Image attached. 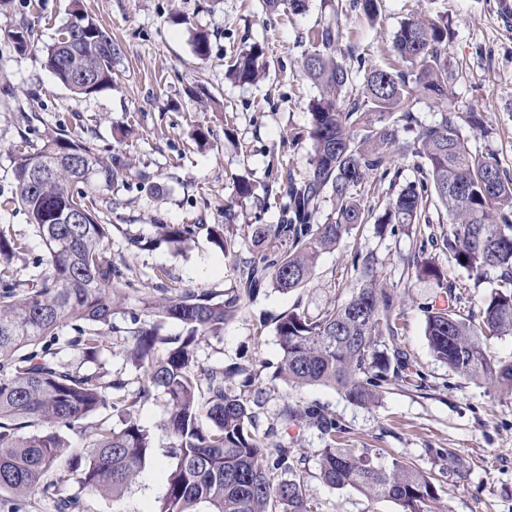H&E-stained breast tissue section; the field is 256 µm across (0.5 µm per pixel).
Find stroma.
Here are the masks:
<instances>
[{
	"label": "stroma",
	"instance_id": "stroma-1",
	"mask_svg": "<svg viewBox=\"0 0 512 512\" xmlns=\"http://www.w3.org/2000/svg\"><path fill=\"white\" fill-rule=\"evenodd\" d=\"M341 21L349 39L338 49L344 61L362 56L375 65L391 62V39L413 14L448 21V108L479 112L485 127L462 125L472 150L493 152L512 170V0H380L381 10L367 19L349 10ZM81 10L121 49L111 88L75 98L45 66V51L73 10ZM331 0H306V9L282 6L266 13L263 0H0V202L11 196L14 175L11 152L21 140L39 142L49 132L95 137L103 160L121 155L123 177L111 189L96 192L102 223L113 231L107 257L127 260L141 275L145 292L166 289L174 296L185 289L231 290L232 269L250 258L248 249L226 253L206 236L182 248L163 244L131 252L126 237L149 235L157 224L227 223L229 232L262 221L275 223L278 202L260 206L276 171L303 172L312 142L310 101L318 90L303 71L301 36L328 17ZM27 22L29 47L18 52L9 31ZM210 35L207 59L193 52L191 33ZM261 44L268 62L255 84L236 83L224 73L234 55ZM205 86L214 96L201 103L188 95ZM34 112L38 121L26 122ZM204 127L211 135L197 146L192 134ZM419 161L397 158L391 169L397 180L372 181L369 196L385 204L408 183L419 181ZM254 185L253 198L239 199L236 176ZM23 239L26 256L12 260L9 272L28 275L27 257L44 247L20 208L0 205V230ZM412 248L404 229L380 233L377 224L357 225L335 248L321 252L310 280L283 294L273 289L244 307L220 335L198 350L200 362L231 364L253 360L256 388L267 397L262 424L275 422L284 399L319 404L345 430L348 448H376L385 460H399L429 473L447 512H512V397L452 372L437 361L425 337L424 304L438 300L436 285L417 278L403 264ZM372 258L379 281L394 289L400 304L394 314L396 336L386 344L407 354L413 380L388 387L378 402L359 406L335 389L320 385L289 388L276 379L280 346L275 322L299 308L317 314L346 301L358 283L355 256ZM435 260L450 280L463 286L460 314L481 321L493 283L454 265L443 252ZM167 399L157 395L141 406L138 419L153 433L154 448L137 481L120 500L63 484L57 495L16 499L0 493V512H57L58 497H79L81 512H156L166 492L171 438L164 429ZM285 438L306 459L307 497L318 512H401L388 499H370L349 488L337 489L319 477L322 441L315 429L289 427ZM467 465L465 478L453 473L455 460Z\"/></svg>",
	"mask_w": 512,
	"mask_h": 512
}]
</instances>
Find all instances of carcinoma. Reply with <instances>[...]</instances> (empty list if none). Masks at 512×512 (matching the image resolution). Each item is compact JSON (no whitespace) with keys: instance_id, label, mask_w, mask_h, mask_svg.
I'll return each mask as SVG.
<instances>
[{"instance_id":"obj_1","label":"carcinoma","mask_w":512,"mask_h":512,"mask_svg":"<svg viewBox=\"0 0 512 512\" xmlns=\"http://www.w3.org/2000/svg\"><path fill=\"white\" fill-rule=\"evenodd\" d=\"M307 39L304 70L319 90L310 102L309 168H290L275 178V195L286 203L276 223L246 225L241 239L257 254L235 267L236 285L226 294L147 295L139 311L127 310L124 303L141 280L126 260L105 255L109 225L100 222L96 201L74 190L78 183L109 188L126 164L117 156L101 159L92 137L62 133L39 144L24 138L12 152L11 203L27 214L45 254L32 260L26 279L0 273V491L24 498L73 481L89 493L120 499L153 448L151 432L136 414L160 392L170 407L165 429L175 464L158 512H318L304 493L303 458L281 435L303 423L320 433L319 476L328 485L392 500L402 512H439L438 491L425 472L396 459L380 464L368 448L336 447L343 428L318 405L288 401L277 425L259 433L263 393L230 385L251 372L250 365L198 361L201 343L224 330L243 300L266 288L285 293L301 287L322 251L372 219L383 229L400 226L415 235L419 245L405 258L407 267L434 281L446 298L443 305L424 308L433 355L453 372L512 395V361H496L484 349L487 337L512 335V176L497 154L472 151L462 136L460 121L478 126L480 118L445 107L448 22L423 15L399 26L392 51L406 71L369 65L363 57L355 69L340 61L344 27L337 8ZM75 41L80 46L72 50L58 37L47 47L50 71L77 97L111 87L119 44L86 16ZM192 46L198 58H206L208 33L194 32ZM263 55L257 43L243 50L229 76L255 81ZM421 98L442 107L439 121L417 122L412 103ZM403 132L410 137H401ZM395 153L422 159V179L379 208L367 200L368 180L385 178ZM326 201L332 210L322 222ZM436 203L445 209L447 224L425 238L420 227L431 225L429 210ZM154 228V237L128 236L129 249L146 250L157 240L179 249L202 233L224 252L235 246L222 224ZM431 248L448 253L476 279L496 283L481 322L458 314L457 283L435 263ZM25 249L22 240L0 231V264ZM358 273L360 286L345 303L316 315L294 308L277 320L275 332L282 350L279 375L289 386H331L368 406L384 386L406 381L410 364L406 354L380 343L395 335L397 293L378 281L370 259ZM152 316L181 323L185 335H159L148 321ZM114 334L140 374L134 390L120 378L85 368ZM109 408L125 415L123 428L101 419L86 450L67 451L60 431L83 432V421ZM279 471L290 479L275 481Z\"/></svg>"}]
</instances>
